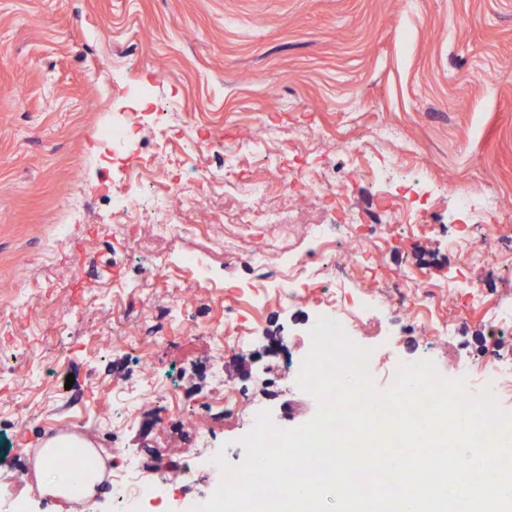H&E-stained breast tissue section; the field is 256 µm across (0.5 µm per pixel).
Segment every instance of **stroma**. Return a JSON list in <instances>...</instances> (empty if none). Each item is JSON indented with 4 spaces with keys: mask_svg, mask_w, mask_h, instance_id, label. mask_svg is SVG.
<instances>
[{
    "mask_svg": "<svg viewBox=\"0 0 512 512\" xmlns=\"http://www.w3.org/2000/svg\"><path fill=\"white\" fill-rule=\"evenodd\" d=\"M153 106L139 121L210 127L205 159L223 164L238 142L262 139L279 128L289 163L344 187L326 200L277 186L275 159L241 162L230 192L267 185L280 224H228L224 201L187 208L189 224L224 235V254L211 275L224 292L187 282L185 291L143 289L147 252L171 258L201 252L203 240L176 247L151 225H115L110 196L125 185L126 169L102 160V125L126 119L138 93ZM388 126L394 134L378 139ZM323 134L300 143L295 127ZM357 143L358 159L346 153ZM390 172L426 169L417 186L425 223L398 211L408 188L392 180L379 192L355 164ZM495 198V213L463 216L457 194ZM82 196V223L69 224L68 202ZM69 224L65 243L44 244L56 225ZM332 224V252L315 265L318 283L346 296L377 294L384 310L354 329L357 340L383 358L375 375L386 389L397 363L433 361L447 379L468 377L494 360L512 361V326L498 323L512 311V0H0V356L26 347L64 356V380L39 384L29 366L0 379V475L32 466L51 432L77 422L76 435L92 443L103 465L100 512H113L107 492L114 461L134 457L138 478L153 483L165 460L162 448L186 447L207 423L205 409L218 393L245 389L247 398L201 445L203 454L240 464L247 422L270 410L279 428L308 423L317 401L282 380L304 360L316 298L281 299L263 289V303L246 304L254 280L245 253L262 244L276 256L313 247L310 226ZM473 239L489 234L502 263L470 264L454 247L464 224ZM362 233L376 242L365 269L337 276L350 241ZM142 244L130 251L129 242ZM448 286L436 313L452 319L451 338L414 327L406 292L413 276ZM125 284L118 302L107 285ZM483 291V308L470 309L466 283ZM245 306L244 346L218 351L190 330L218 323L225 300ZM178 309L174 341L155 344L141 327L154 311ZM82 310L65 351L49 342L50 316ZM163 382L170 398L146 390ZM138 397L135 417L121 422L119 439L106 423L120 414L114 386ZM176 399L187 424L158 419Z\"/></svg>",
    "mask_w": 512,
    "mask_h": 512,
    "instance_id": "35a3bbf8",
    "label": "stroma"
}]
</instances>
